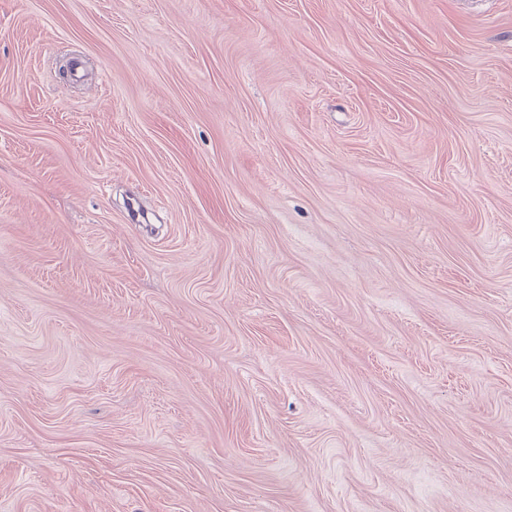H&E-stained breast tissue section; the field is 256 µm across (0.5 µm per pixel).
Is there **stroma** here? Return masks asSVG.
<instances>
[{
  "label": "stroma",
  "instance_id": "stroma-1",
  "mask_svg": "<svg viewBox=\"0 0 512 512\" xmlns=\"http://www.w3.org/2000/svg\"><path fill=\"white\" fill-rule=\"evenodd\" d=\"M0 512H512V0H0Z\"/></svg>",
  "mask_w": 512,
  "mask_h": 512
}]
</instances>
